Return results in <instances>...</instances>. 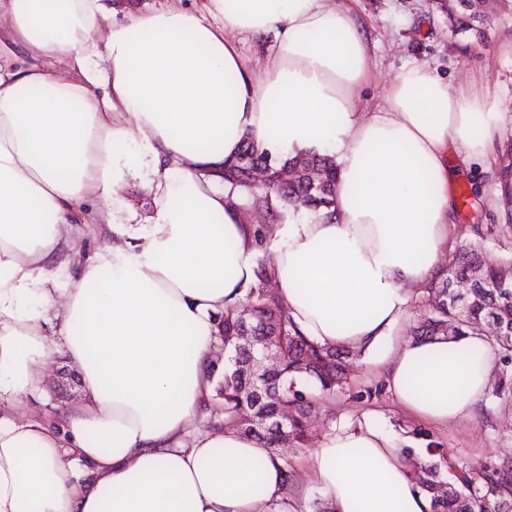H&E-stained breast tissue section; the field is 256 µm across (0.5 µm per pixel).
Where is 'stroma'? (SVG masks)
<instances>
[{
  "instance_id": "1",
  "label": "stroma",
  "mask_w": 512,
  "mask_h": 512,
  "mask_svg": "<svg viewBox=\"0 0 512 512\" xmlns=\"http://www.w3.org/2000/svg\"><path fill=\"white\" fill-rule=\"evenodd\" d=\"M366 28L373 48V80L366 93L371 102L382 100L383 88L409 63H423L445 77L451 88L482 97L499 115L502 136H512V0H489L491 18L487 43H471L455 35L448 25V12L437 0H344ZM499 148L491 146L479 164L461 169L457 176L473 199L472 206L456 211L449 244L482 242L489 260L512 255V223L505 221L498 206L496 171ZM144 174L128 175L125 187L112 198L114 215L137 214L145 218L152 203ZM45 389L58 407L80 397L77 369L65 358L54 356L41 364ZM375 411L382 428L404 440V425L414 418L403 410L382 386L379 377L366 372L362 361L353 364L349 392L318 402L312 409L310 427L320 436L332 425L358 422L363 413ZM431 433L442 447L468 466L512 456V396L485 394L477 413L468 420Z\"/></svg>"
}]
</instances>
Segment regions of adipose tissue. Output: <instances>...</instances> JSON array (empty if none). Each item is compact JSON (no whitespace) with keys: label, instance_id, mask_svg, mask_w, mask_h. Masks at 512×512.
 <instances>
[{"label":"adipose tissue","instance_id":"1","mask_svg":"<svg viewBox=\"0 0 512 512\" xmlns=\"http://www.w3.org/2000/svg\"><path fill=\"white\" fill-rule=\"evenodd\" d=\"M109 0H0V512H431L402 443L373 416L332 427L306 477L253 437L203 428L218 322L263 257L291 320L362 351L421 421L470 417L492 354L477 336L409 340L456 210L455 167L499 134L483 99L435 69H401L367 103L369 41L336 0H174L113 18ZM267 40L262 71L235 35ZM251 137L335 157L332 214L257 232L222 181ZM148 172V229L116 222L127 174ZM100 244L64 274L77 242ZM63 354L82 396L44 412L37 365ZM264 463L254 482L251 461Z\"/></svg>","mask_w":512,"mask_h":512}]
</instances>
